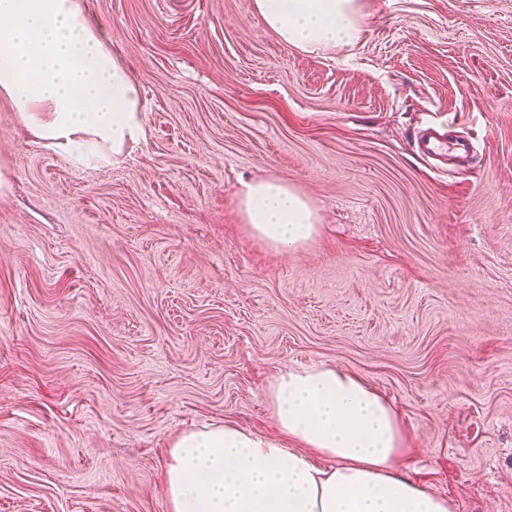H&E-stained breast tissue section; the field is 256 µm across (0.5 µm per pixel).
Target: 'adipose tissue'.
<instances>
[{
    "mask_svg": "<svg viewBox=\"0 0 512 512\" xmlns=\"http://www.w3.org/2000/svg\"><path fill=\"white\" fill-rule=\"evenodd\" d=\"M284 43L325 50L360 40L364 0H255ZM85 0H0V95L29 132L80 165L113 163L143 139L139 85L94 31ZM251 235L295 251L317 232L309 201L288 183L244 184ZM268 398L285 448L235 424L180 434L166 466L169 512H451L446 497L397 467L404 435L392 404L332 365L286 367ZM329 467H316L312 455Z\"/></svg>",
    "mask_w": 512,
    "mask_h": 512,
    "instance_id": "ef3b65f1",
    "label": "adipose tissue"
}]
</instances>
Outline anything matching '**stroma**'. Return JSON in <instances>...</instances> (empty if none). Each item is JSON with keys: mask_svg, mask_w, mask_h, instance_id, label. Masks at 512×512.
<instances>
[{"mask_svg": "<svg viewBox=\"0 0 512 512\" xmlns=\"http://www.w3.org/2000/svg\"><path fill=\"white\" fill-rule=\"evenodd\" d=\"M146 135L77 168L0 96V512H168L172 442L280 438L267 389L335 365L405 429L401 472L454 512H512V0H366L306 51L254 0H87ZM474 147L437 171L415 135ZM318 216L250 236L244 183ZM239 204L251 235L277 251L298 250L317 233V215L309 201L280 179L245 183Z\"/></svg>", "mask_w": 512, "mask_h": 512, "instance_id": "1", "label": "stroma"}]
</instances>
